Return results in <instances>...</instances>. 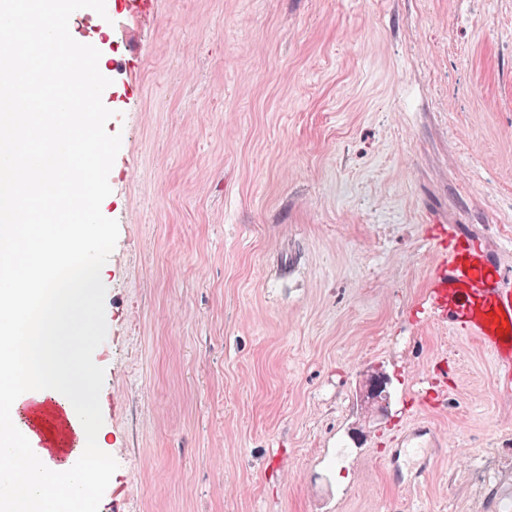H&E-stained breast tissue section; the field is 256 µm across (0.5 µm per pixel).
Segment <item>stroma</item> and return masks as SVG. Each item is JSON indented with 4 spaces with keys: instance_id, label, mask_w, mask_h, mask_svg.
I'll use <instances>...</instances> for the list:
<instances>
[{
    "instance_id": "35a3bbf8",
    "label": "stroma",
    "mask_w": 512,
    "mask_h": 512,
    "mask_svg": "<svg viewBox=\"0 0 512 512\" xmlns=\"http://www.w3.org/2000/svg\"><path fill=\"white\" fill-rule=\"evenodd\" d=\"M115 2L99 512H512V366L429 301L442 236L512 282V0ZM426 435H430L434 438L430 429L427 427H421L419 429L414 430L413 432L407 434L400 441V448H397L395 454L392 456L391 461L393 464H397L400 461L401 457H407L411 455L412 457L419 456L422 452V445L416 444L413 440L424 437Z\"/></svg>"
}]
</instances>
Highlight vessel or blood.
Returning <instances> with one entry per match:
<instances>
[{
	"label": "vessel or blood",
	"mask_w": 512,
	"mask_h": 512,
	"mask_svg": "<svg viewBox=\"0 0 512 512\" xmlns=\"http://www.w3.org/2000/svg\"><path fill=\"white\" fill-rule=\"evenodd\" d=\"M447 273L430 291L437 311L462 332L475 336L500 361L512 362V284L504 282L499 270L479 250L459 249L446 253ZM53 436L44 437L42 446L51 460L63 458L65 443L74 433L66 417L54 421ZM422 427L406 435L396 457L414 456L419 460L417 476L429 468L422 460L419 438L429 435Z\"/></svg>",
	"instance_id": "1"
}]
</instances>
